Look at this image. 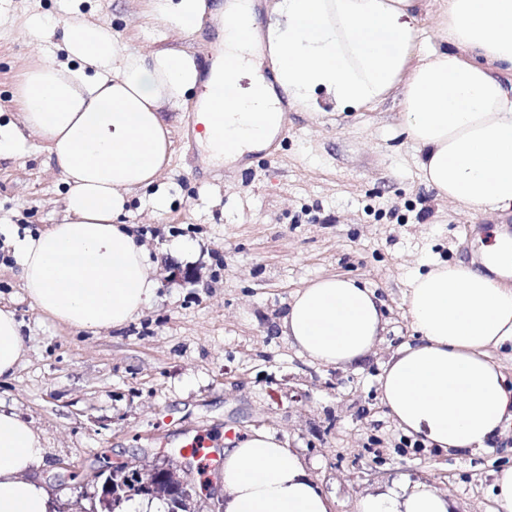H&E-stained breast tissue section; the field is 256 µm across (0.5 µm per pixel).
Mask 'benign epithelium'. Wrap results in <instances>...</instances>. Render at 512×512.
<instances>
[{
  "mask_svg": "<svg viewBox=\"0 0 512 512\" xmlns=\"http://www.w3.org/2000/svg\"><path fill=\"white\" fill-rule=\"evenodd\" d=\"M117 466L126 471L124 482L107 481L102 487V503L108 510L121 503L132 493L148 496H163L169 500L172 512H187L188 486L193 462L154 464L143 466L139 461H121Z\"/></svg>",
  "mask_w": 512,
  "mask_h": 512,
  "instance_id": "benign-epithelium-1",
  "label": "benign epithelium"
}]
</instances>
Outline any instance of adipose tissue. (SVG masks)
I'll return each instance as SVG.
<instances>
[{
    "label": "adipose tissue",
    "mask_w": 512,
    "mask_h": 512,
    "mask_svg": "<svg viewBox=\"0 0 512 512\" xmlns=\"http://www.w3.org/2000/svg\"><path fill=\"white\" fill-rule=\"evenodd\" d=\"M421 0H276L259 26L252 0H226L224 58L201 92L197 120L213 158L233 159L269 142L283 123L278 93L312 109L326 93L337 110L369 109L399 92L403 131L427 186L475 213L512 207V0H440V46L417 43ZM33 29L61 35L66 62L53 55L29 67L18 87L20 122H0V159L29 150L27 132L46 144L67 186L61 219L41 231L0 228L34 306L76 330L124 326L158 288L146 247L120 223L130 197L151 186L156 210L168 189L157 182L170 159L161 110L199 90L193 56L143 54L121 45L109 23L74 21L57 32L35 15ZM274 78L266 80L261 58ZM248 87H241L242 77ZM415 342L395 352L380 377V398L399 428L441 449L488 448L512 420V384L489 356L512 344V240L497 237L482 268L433 261L414 272L406 296ZM23 324L0 306V379L25 356ZM282 328L310 359L343 366L364 358L384 329L382 302L359 279L329 275L297 289ZM45 439L0 409V512H49L32 472ZM223 512H331L301 457L258 429L224 450ZM357 512H451L426 482L361 497Z\"/></svg>",
    "instance_id": "ef3b65f1"
}]
</instances>
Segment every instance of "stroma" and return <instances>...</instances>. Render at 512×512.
Segmentation results:
<instances>
[{
	"instance_id": "obj_1",
	"label": "stroma",
	"mask_w": 512,
	"mask_h": 512,
	"mask_svg": "<svg viewBox=\"0 0 512 512\" xmlns=\"http://www.w3.org/2000/svg\"><path fill=\"white\" fill-rule=\"evenodd\" d=\"M39 14L64 28L73 17L105 21L143 52L175 49L206 66L204 45L171 27L153 0H0V120L15 119L16 86L35 61ZM288 110L273 146L247 167H202L189 142L173 141L161 180L167 210L147 191L123 223L146 242L158 289L149 307L118 329L76 331L46 318L26 296L14 263L0 262V305L23 324L27 353L0 380V407L41 431L47 452L36 474L51 512H105L96 471L137 458H173L193 439L213 457L224 443L264 428L305 461L332 512L395 481H425L454 512H496L493 473L512 465V421L492 447L458 453L408 448L380 400L392 353L415 340L408 282L424 261H470L495 225L427 187L402 131L398 96L359 112ZM0 161V217L19 229L56 223L66 187L44 143ZM362 279L384 302L382 340L359 362L331 366L302 355L280 323L292 294L326 275Z\"/></svg>"
}]
</instances>
